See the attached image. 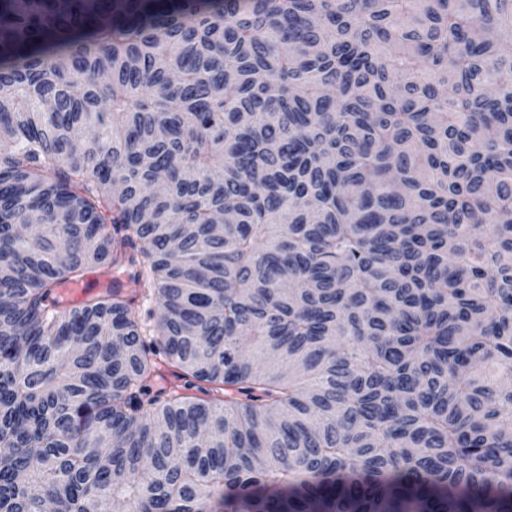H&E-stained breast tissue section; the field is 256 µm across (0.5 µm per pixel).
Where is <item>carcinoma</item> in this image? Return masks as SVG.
Instances as JSON below:
<instances>
[{"mask_svg":"<svg viewBox=\"0 0 512 512\" xmlns=\"http://www.w3.org/2000/svg\"><path fill=\"white\" fill-rule=\"evenodd\" d=\"M1 270L0 512H512V0H0ZM87 271L85 272L84 277L79 280L84 279L87 281V289H88L89 296L104 291L105 288H102L99 285V280L102 277H106V278L110 279L111 286H112V281H113V284L119 283L127 291H129V290L133 291L134 289L137 288L129 280L128 274L126 272H124L123 270H118L115 268L93 267V268L88 269ZM84 282L78 280H70L62 283L56 289V295L60 305L76 307L81 305L85 298Z\"/></svg>","mask_w":512,"mask_h":512,"instance_id":"obj_1","label":"carcinoma"}]
</instances>
